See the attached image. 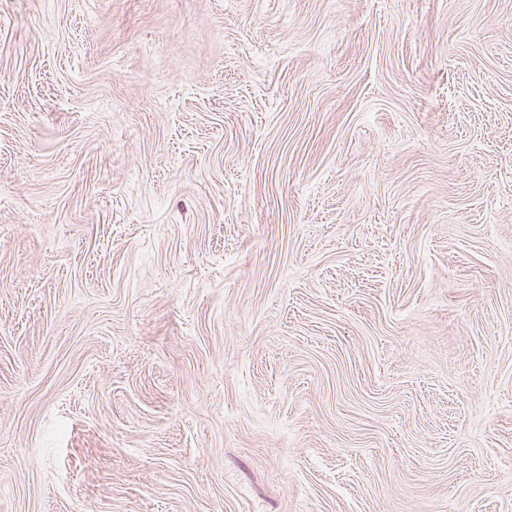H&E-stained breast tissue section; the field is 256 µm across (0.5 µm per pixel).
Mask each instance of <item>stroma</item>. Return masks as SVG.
<instances>
[{"label": "stroma", "instance_id": "stroma-1", "mask_svg": "<svg viewBox=\"0 0 512 512\" xmlns=\"http://www.w3.org/2000/svg\"><path fill=\"white\" fill-rule=\"evenodd\" d=\"M0 512H512V0H0Z\"/></svg>", "mask_w": 512, "mask_h": 512}]
</instances>
